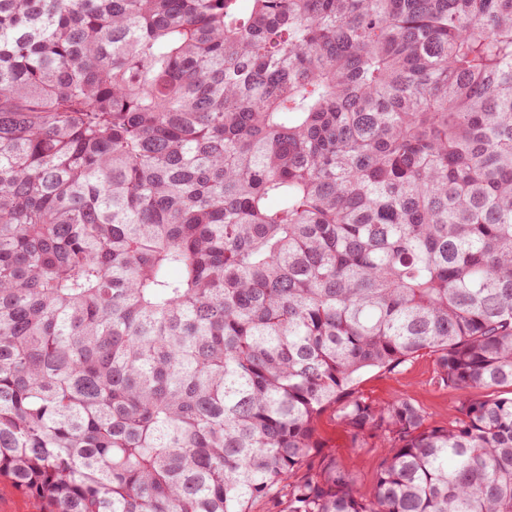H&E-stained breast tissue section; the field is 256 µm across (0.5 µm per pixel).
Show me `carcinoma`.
<instances>
[{"label":"carcinoma","instance_id":"1","mask_svg":"<svg viewBox=\"0 0 512 512\" xmlns=\"http://www.w3.org/2000/svg\"><path fill=\"white\" fill-rule=\"evenodd\" d=\"M422 353L445 426L357 390ZM0 475L512 512V0H0ZM318 429L327 446L326 450L336 456L338 463L354 475L359 491L370 489L381 458V448H373V445L352 448L350 437L344 427L337 422L332 408L321 416Z\"/></svg>","mask_w":512,"mask_h":512}]
</instances>
